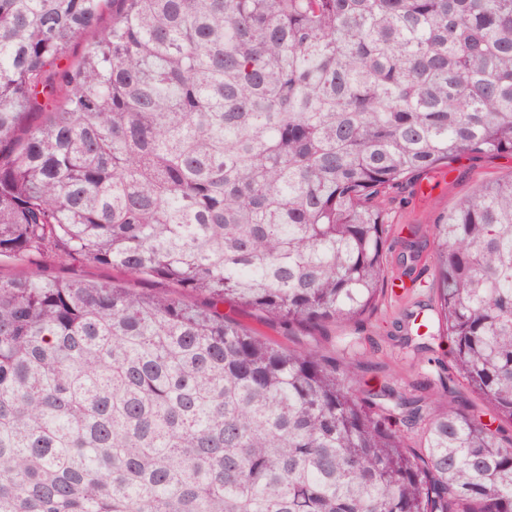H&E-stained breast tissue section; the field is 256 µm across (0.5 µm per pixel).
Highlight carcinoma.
Returning <instances> with one entry per match:
<instances>
[{"instance_id":"cac0c4a2","label":"carcinoma","mask_w":512,"mask_h":512,"mask_svg":"<svg viewBox=\"0 0 512 512\" xmlns=\"http://www.w3.org/2000/svg\"><path fill=\"white\" fill-rule=\"evenodd\" d=\"M464 154L512 156V0H0V256L126 277L0 278V512H512V431L223 309L358 324L381 193ZM431 232L403 344L512 426V178Z\"/></svg>"}]
</instances>
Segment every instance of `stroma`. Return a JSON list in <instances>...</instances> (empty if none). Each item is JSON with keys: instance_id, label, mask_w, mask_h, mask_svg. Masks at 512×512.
Here are the masks:
<instances>
[{"instance_id": "obj_1", "label": "stroma", "mask_w": 512, "mask_h": 512, "mask_svg": "<svg viewBox=\"0 0 512 512\" xmlns=\"http://www.w3.org/2000/svg\"><path fill=\"white\" fill-rule=\"evenodd\" d=\"M512 176V156L475 158L463 155L448 166L436 169L434 177L422 181L414 177L409 183L392 189L383 205L388 211L395 242L387 254L388 276H401L403 243L411 234H418L424 244L417 264L418 282L415 288L403 294L384 291L375 308L360 325L351 328H328L326 334H295L261 323L249 310L230 308L231 317L278 343L290 346L312 345L324 354L339 359L355 358L361 363L365 388L378 389L391 382L430 401L443 400V389L436 380L437 368L399 345L396 337L407 310L415 306L431 307L435 285V267L431 256V226L440 216L448 214L455 205L471 196L482 184ZM48 274L89 281L112 282L121 280L120 272L75 260L63 264L49 257H33L29 263L18 265L0 261V275Z\"/></svg>"}]
</instances>
